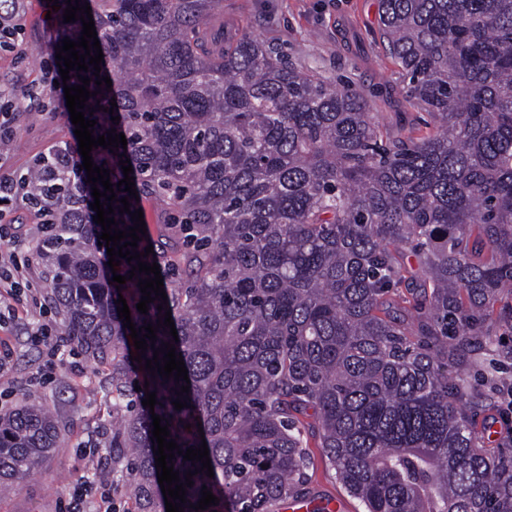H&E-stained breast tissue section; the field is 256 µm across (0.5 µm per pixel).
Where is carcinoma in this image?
I'll list each match as a JSON object with an SVG mask.
<instances>
[{
    "instance_id": "1",
    "label": "carcinoma",
    "mask_w": 512,
    "mask_h": 512,
    "mask_svg": "<svg viewBox=\"0 0 512 512\" xmlns=\"http://www.w3.org/2000/svg\"><path fill=\"white\" fill-rule=\"evenodd\" d=\"M81 2L112 87L95 84L91 65L67 85L91 78L93 136L127 139L113 154L92 149L93 164L115 189L126 154L139 196L116 193L115 228L134 225L120 199L132 211L156 201L158 237H177L193 270L142 314L148 275L121 285L105 272L84 192L64 179L50 201L33 199L50 216L39 257L64 333L112 367V447L142 506L166 512L155 413L181 450L207 442L214 477H192L184 512L204 485L219 499L204 512L227 500L235 512H279L304 497L310 431L365 512H512V436L488 448L472 417L512 386L487 324L512 295V0H381V46L426 114L417 136L381 130L371 100L280 48L225 33L224 0ZM59 5L58 47L83 30ZM149 245L141 261L167 262L146 236L136 252ZM120 295L137 329L179 312L178 338L160 328L143 362L128 363ZM166 342L189 380L144 368ZM476 351L489 368L477 396L466 372ZM131 374L156 393L154 412L138 411ZM61 445L38 396L0 416V490Z\"/></svg>"
}]
</instances>
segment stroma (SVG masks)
Listing matches in <instances>:
<instances>
[{
	"label": "stroma",
	"mask_w": 512,
	"mask_h": 512,
	"mask_svg": "<svg viewBox=\"0 0 512 512\" xmlns=\"http://www.w3.org/2000/svg\"><path fill=\"white\" fill-rule=\"evenodd\" d=\"M25 5L19 35L11 46L0 49V84H10L15 91V121L6 144L8 169L18 175L51 146L76 140L66 103L50 87L54 73L33 64L37 58H53V23L46 18L52 4L25 0ZM380 15V0H224L228 32L274 43L331 85L371 98L384 127H409L419 110L406 93L398 67L381 50ZM38 86L44 88V96L29 97V90ZM0 336L9 339L13 350L9 370L0 374V393L14 408L29 392H41L58 412L63 438L62 447L27 485L0 497V512H67L73 488L88 470L83 447H100L104 459L112 457V400L107 396L112 369L83 353L77 359L84 371L65 362L46 367L45 356L27 340L22 318L0 329ZM308 446L313 465L307 496L331 510L363 512L324 460L316 436H309Z\"/></svg>",
	"instance_id": "1"
}]
</instances>
